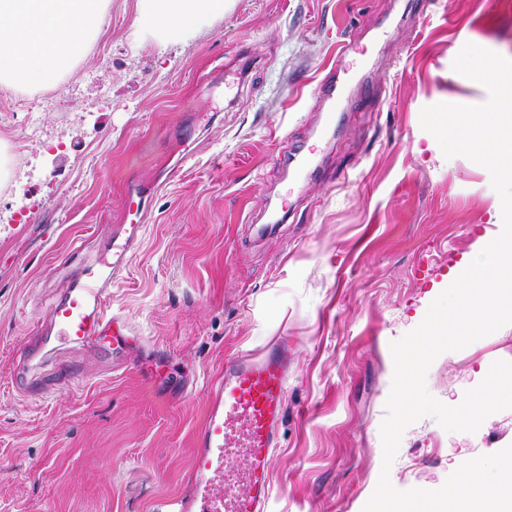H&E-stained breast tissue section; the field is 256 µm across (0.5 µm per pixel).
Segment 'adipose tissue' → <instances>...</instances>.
Listing matches in <instances>:
<instances>
[{"label": "adipose tissue", "instance_id": "1", "mask_svg": "<svg viewBox=\"0 0 512 512\" xmlns=\"http://www.w3.org/2000/svg\"><path fill=\"white\" fill-rule=\"evenodd\" d=\"M136 26L158 47L189 40L224 0H138ZM109 0H0V90L56 86L101 33Z\"/></svg>", "mask_w": 512, "mask_h": 512}]
</instances>
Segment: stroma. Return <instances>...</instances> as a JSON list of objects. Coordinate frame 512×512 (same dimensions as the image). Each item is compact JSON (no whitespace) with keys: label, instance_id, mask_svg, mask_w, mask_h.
<instances>
[{"label":"stroma","instance_id":"stroma-1","mask_svg":"<svg viewBox=\"0 0 512 512\" xmlns=\"http://www.w3.org/2000/svg\"><path fill=\"white\" fill-rule=\"evenodd\" d=\"M136 16L137 0H110L59 86L0 91V512H155L186 496L225 358L283 335L295 358L269 510L362 512L390 344L503 226L488 170L446 158L421 111L486 101L452 63L468 43L512 59V0H228L163 50ZM334 65L346 91L325 103ZM291 148L311 178L283 168ZM134 185L152 196L112 307L139 349L123 361L51 344L16 384L33 318L111 248ZM498 360L512 362V324L439 355L427 388L458 405ZM510 445L512 409L473 433L428 416L390 480L435 490Z\"/></svg>","mask_w":512,"mask_h":512}]
</instances>
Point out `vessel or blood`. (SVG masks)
Returning a JSON list of instances; mask_svg holds the SVG:
<instances>
[{
  "label": "vessel or blood",
  "instance_id": "b4317fda",
  "mask_svg": "<svg viewBox=\"0 0 512 512\" xmlns=\"http://www.w3.org/2000/svg\"><path fill=\"white\" fill-rule=\"evenodd\" d=\"M126 213L135 220L124 241L113 243L112 255L83 272L81 284L67 289L46 316L61 341L111 350L120 358L141 336L133 324L112 309L111 290L123 275L127 254L137 242L144 206L139 194L127 196ZM49 342L34 324L17 369L25 371ZM294 359L290 337L281 336L262 354L226 358L211 389V409L196 435L191 467L192 493L178 505L159 512H267L273 487L272 452L285 411L288 370Z\"/></svg>",
  "mask_w": 512,
  "mask_h": 512
}]
</instances>
